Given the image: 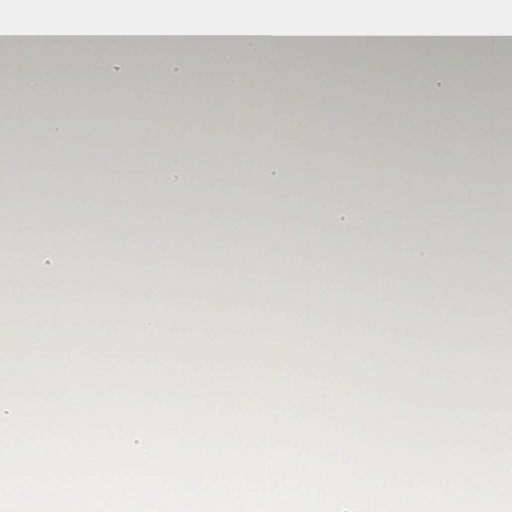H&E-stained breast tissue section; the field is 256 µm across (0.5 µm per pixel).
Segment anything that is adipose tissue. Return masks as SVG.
Masks as SVG:
<instances>
[{"mask_svg":"<svg viewBox=\"0 0 512 512\" xmlns=\"http://www.w3.org/2000/svg\"><path fill=\"white\" fill-rule=\"evenodd\" d=\"M43 2L0 14V29L28 41L24 61L0 63V82L16 109L41 106L37 135L0 136V199L43 204L39 221L19 212L0 237L29 242L58 271L92 255L73 279L0 274V336L15 348L0 356V390H18L29 368L65 374L69 394L286 414L369 443L395 428L410 446H512L498 408L512 399V303L498 289L512 282L499 193L512 138L493 95H469L489 59L512 87L501 6L458 22L436 0ZM51 47L77 55L63 62ZM133 48L154 57L134 61ZM305 49L342 83L310 92L298 68L284 84L283 60ZM372 59L386 66L370 71L380 90L363 99L354 63ZM116 93L118 121L78 124L89 104L111 116ZM176 98L183 111L157 118ZM246 98L262 111L254 130L239 121ZM425 156L432 165L397 197L373 192ZM97 164L111 180L88 176ZM257 180L337 202L288 214L250 191ZM451 184L453 202L412 209ZM104 194L113 202L87 234L86 202ZM104 352L162 380L163 394L96 369Z\"/></svg>","mask_w":512,"mask_h":512,"instance_id":"adipose-tissue-1","label":"adipose tissue"}]
</instances>
